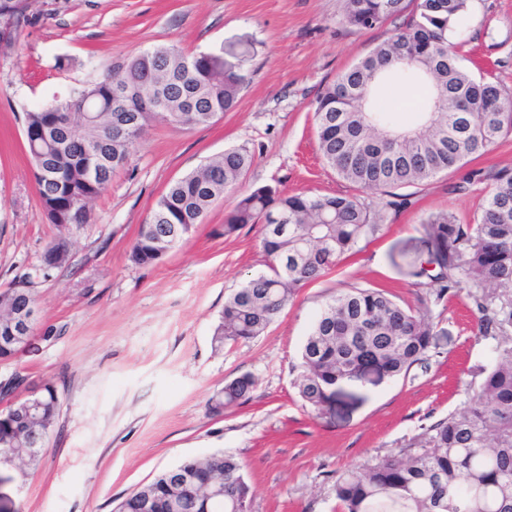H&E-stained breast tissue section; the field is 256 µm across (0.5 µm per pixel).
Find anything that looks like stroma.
<instances>
[{
  "label": "stroma",
  "instance_id": "35a3bbf8",
  "mask_svg": "<svg viewBox=\"0 0 512 512\" xmlns=\"http://www.w3.org/2000/svg\"><path fill=\"white\" fill-rule=\"evenodd\" d=\"M31 11L35 23L0 50V292L28 282L39 314L27 343L0 361V414L48 383L60 409L37 465L0 484L15 512H112L161 471L217 451L242 461L251 512H336L339 475L405 453L426 428L464 408L493 348L512 343V326L480 335L464 295L433 308L432 347L406 376L371 373L344 384L320 415L303 407L294 380L329 296L381 288L417 306L422 289L410 265L427 258L422 218L471 214L486 186L455 192L459 175L441 173L412 187L409 207L387 210L382 231L301 288L262 335L221 351L212 334L225 299L269 264L261 225L224 233L235 195L157 263L129 258L169 185L228 149L255 156L241 192L269 185L291 195L354 193L320 157L311 104L397 20L353 27L342 19V0H33ZM449 39L494 63L512 93V0H468ZM231 42L249 46L236 107L207 126L149 124L128 166L94 201L90 222L72 226L67 263L43 269L57 230L36 192L23 112L138 52L176 45L191 54ZM425 96L424 87L392 82L377 101L406 125ZM245 374L256 380L249 400L212 413L210 398Z\"/></svg>",
  "mask_w": 512,
  "mask_h": 512
}]
</instances>
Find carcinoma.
I'll return each instance as SVG.
<instances>
[{
  "mask_svg": "<svg viewBox=\"0 0 512 512\" xmlns=\"http://www.w3.org/2000/svg\"><path fill=\"white\" fill-rule=\"evenodd\" d=\"M467 0H417L404 26L368 56L339 74L317 95L312 110L318 148L336 175L361 191L390 196L385 206L411 204L398 189L414 187L441 172L456 171L512 133V96L489 73L474 75L459 63L448 32ZM407 10L406 0H344L343 19L371 29ZM245 44L187 54L157 47L105 66L91 83L61 99L23 113L25 136L46 131L51 139L27 149L41 207L59 230L45 257L49 267L68 260L65 231L90 221V204L127 164L149 122L190 128L212 123L237 104L245 82L240 58ZM387 80L422 82L428 98L415 125H396L377 104ZM132 83L138 98L118 102L114 87ZM93 112L80 121L79 114ZM247 150L232 149L174 181L141 225L131 260L161 259L215 202L237 190L254 164ZM486 183L490 191L473 214L446 210L421 222L428 247L427 269L411 275L436 289L413 308L384 289L353 287L321 307L300 352L295 381L304 405L321 412L336 389L357 371L382 378L406 375L430 350L431 309L465 290L481 313L479 332L489 335L512 324L511 306H494L497 288H512V167L471 168L453 186ZM287 218L284 228L272 214ZM384 211L361 195H286L262 186L238 196L224 221L229 236L247 224L265 227L262 245L270 272L229 295L214 330L218 350L265 332L297 290L320 279L358 244L383 228ZM35 302L31 290L0 293V357L13 351L11 318ZM481 388L459 413L431 425L423 444L406 458L385 456L340 475L335 492L342 512H512V347L495 348ZM250 374L224 384L210 398L216 413L249 400ZM59 411L54 386L44 387L39 408L16 403L0 420V459L15 456L18 470L36 463L27 435L48 440ZM224 482V496L210 495ZM254 491L232 454L217 451L166 469L119 499L117 512H251Z\"/></svg>",
  "mask_w": 512,
  "mask_h": 512,
  "instance_id": "1",
  "label": "carcinoma"
}]
</instances>
